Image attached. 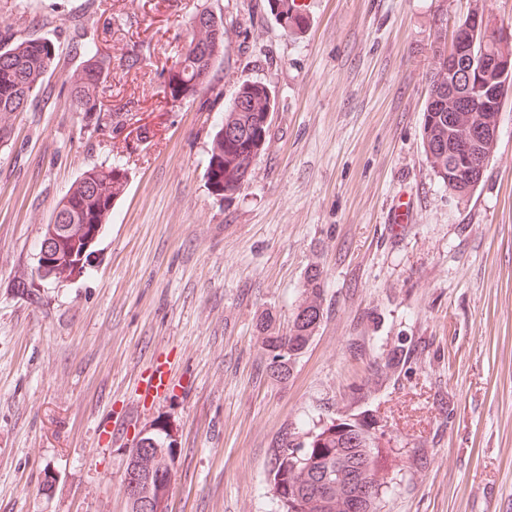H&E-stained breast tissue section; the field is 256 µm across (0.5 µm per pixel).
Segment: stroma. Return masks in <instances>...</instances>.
Masks as SVG:
<instances>
[{"label":"stroma","mask_w":512,"mask_h":512,"mask_svg":"<svg viewBox=\"0 0 512 512\" xmlns=\"http://www.w3.org/2000/svg\"><path fill=\"white\" fill-rule=\"evenodd\" d=\"M305 2L292 35L268 0H0L1 31L59 50L0 145V512H125L129 450L161 427L169 512H274L280 438L352 419L390 441L380 512H512V94L458 198L421 118L434 33L471 0ZM202 10L224 15L222 95L174 103L165 71ZM86 38L112 60L100 126L65 84ZM252 81L274 99L271 140L227 202L207 183L211 124ZM117 150L130 180L91 266L22 295L56 202ZM313 267L323 319L277 382L260 321L287 331ZM156 368L169 389L142 400Z\"/></svg>","instance_id":"obj_1"}]
</instances>
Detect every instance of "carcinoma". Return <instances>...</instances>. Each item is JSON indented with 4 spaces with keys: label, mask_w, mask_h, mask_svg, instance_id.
Wrapping results in <instances>:
<instances>
[{
    "label": "carcinoma",
    "mask_w": 512,
    "mask_h": 512,
    "mask_svg": "<svg viewBox=\"0 0 512 512\" xmlns=\"http://www.w3.org/2000/svg\"><path fill=\"white\" fill-rule=\"evenodd\" d=\"M448 30L437 28L432 42L434 67L430 72L429 94L422 113V144L426 158L443 185L454 195L465 197L473 188L465 180L454 178L452 156L448 147V98H435L438 88L448 85V64L440 54L447 45ZM224 54V15H209L192 21L188 41L176 52V60L163 81L164 98L182 101L209 90L216 63ZM56 45L48 38L0 36V141L12 134L6 118L32 105L45 89L46 80L58 66ZM112 78V62L100 45L87 41L82 46V61L65 79L74 111L88 123L99 125L112 118L105 108L106 93ZM484 112L495 111L498 97L495 84L474 91ZM236 97L244 103L237 110L228 105L224 117L240 127L232 137L224 135L218 124L211 135L206 175L211 192L231 201L238 197L251 173V165L265 151L270 132L263 121L273 107L269 87L261 81L245 83ZM126 167L122 160L108 167L93 166L85 170L58 200L55 210L66 215L74 225L68 232L62 224H47L43 240L53 243L56 259L48 281H68L80 262L88 237L101 233L112 212V202L124 194L128 181L116 176L114 167ZM323 272L312 268L302 289L298 308L323 313ZM317 326L299 321L294 313L288 332H269L262 346L288 349V368L309 347ZM171 435L159 429L146 436L147 446L136 449L129 464L137 475L152 485V502L146 509L138 501L130 503L129 512H168V499L158 494L157 481L173 469ZM384 445L381 437L362 422L345 420L315 424L302 433L289 435L275 453L270 482L278 512H380V501L387 483L380 465ZM373 489L370 496L358 500L360 488Z\"/></svg>",
    "instance_id": "carcinoma-1"
}]
</instances>
